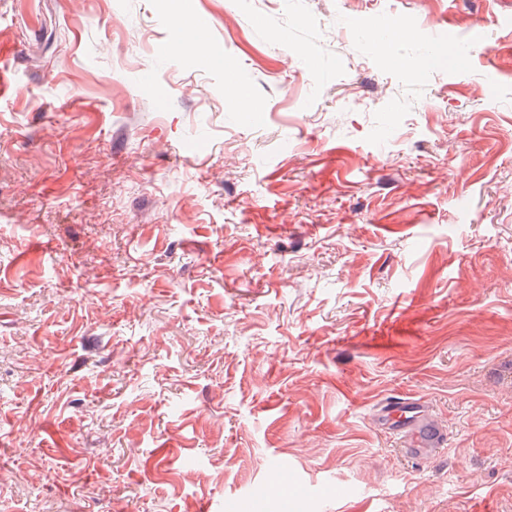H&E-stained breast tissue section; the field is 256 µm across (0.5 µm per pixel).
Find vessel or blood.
Listing matches in <instances>:
<instances>
[{
  "label": "vessel or blood",
  "instance_id": "1",
  "mask_svg": "<svg viewBox=\"0 0 512 512\" xmlns=\"http://www.w3.org/2000/svg\"><path fill=\"white\" fill-rule=\"evenodd\" d=\"M378 426L398 436L404 452L411 458L425 460L434 457L446 446L448 434L422 400L388 396L380 404Z\"/></svg>",
  "mask_w": 512,
  "mask_h": 512
}]
</instances>
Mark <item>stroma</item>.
<instances>
[{
  "label": "stroma",
  "instance_id": "stroma-1",
  "mask_svg": "<svg viewBox=\"0 0 512 512\" xmlns=\"http://www.w3.org/2000/svg\"><path fill=\"white\" fill-rule=\"evenodd\" d=\"M0 45V512H512V0H0ZM411 33L412 29L406 21L391 20L385 38L379 44L380 50L387 55H391L392 50L407 41ZM451 62L455 56L448 57L447 48L428 55H417L414 57L400 58L401 65L408 74L413 77H421L426 70L435 62L447 61ZM375 417L378 426L403 440L405 454L413 459L434 457L447 445L446 429L420 399L388 396Z\"/></svg>",
  "mask_w": 512,
  "mask_h": 512
}]
</instances>
